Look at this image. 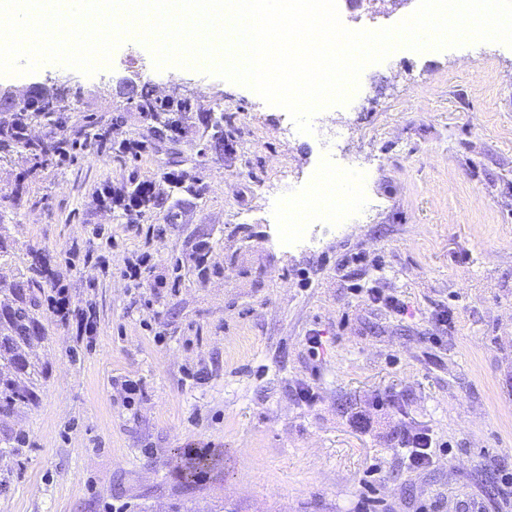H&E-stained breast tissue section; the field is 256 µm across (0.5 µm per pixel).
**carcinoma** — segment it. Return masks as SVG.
Wrapping results in <instances>:
<instances>
[{"label": "carcinoma", "mask_w": 512, "mask_h": 512, "mask_svg": "<svg viewBox=\"0 0 512 512\" xmlns=\"http://www.w3.org/2000/svg\"><path fill=\"white\" fill-rule=\"evenodd\" d=\"M68 93L53 85L46 86L20 101L10 111H0V163L8 160L11 152L26 153L37 167H62L77 156L113 155L122 158L136 155L154 145L156 140H175L180 130L195 121L202 128L197 155L201 158L218 152L224 139L231 133L224 123L231 117L224 112H203L192 101L170 98L155 93L148 84L142 86L135 111L147 123L148 135L140 140L130 139L121 131L122 122L115 120L108 126L89 117L75 133H68V116L61 110ZM47 129L42 138H31L28 130L33 124ZM172 187L182 195L197 198L202 187L187 180L183 172L164 174ZM124 215L131 224L150 218L156 209H166L165 221L175 223L178 203L165 206L162 197L152 191V185L138 180L137 172L130 173L124 190ZM58 308L65 306V285L55 278L46 257L32 261L20 273L19 279L8 287H0V414L11 415L22 408L34 407L39 400L41 380L45 378L42 365L29 357L30 346L47 336L39 314L43 303ZM24 438L5 435L0 438V463L9 466L22 455ZM213 459L204 455L191 459L185 467L182 487L189 489L195 483L197 471L210 466Z\"/></svg>", "instance_id": "obj_1"}]
</instances>
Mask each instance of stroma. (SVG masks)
Returning a JSON list of instances; mask_svg holds the SVG:
<instances>
[{
  "label": "stroma",
  "mask_w": 512,
  "mask_h": 512,
  "mask_svg": "<svg viewBox=\"0 0 512 512\" xmlns=\"http://www.w3.org/2000/svg\"><path fill=\"white\" fill-rule=\"evenodd\" d=\"M417 4L337 0L351 29L393 26ZM113 56L89 76L54 63L0 74V89L21 94L48 77L79 89L68 102L77 126L89 115L110 122L119 81L137 78L224 111L232 143L198 160L189 127L132 165L85 156L49 167L6 215L0 280L45 253L71 309L93 317L82 328L42 310L40 403L0 417V435L26 440L0 466V512H171L182 450L218 454L193 494L238 512H512L498 493L512 473V47L398 48L362 71L355 101L313 116L315 136L208 69H156L140 41L123 39ZM335 157L369 171L342 188L363 210L287 244L282 183L316 207L309 184ZM133 170L165 196L164 173L185 170L204 193L177 223L159 211L134 229L101 198L106 185L120 196ZM200 249L203 273L190 260ZM143 252L137 288L120 271ZM370 287L407 315L371 300ZM125 379L141 387L131 405ZM303 386L314 404L299 398ZM404 429L440 442L430 467L406 470Z\"/></svg>",
  "instance_id": "1"
}]
</instances>
